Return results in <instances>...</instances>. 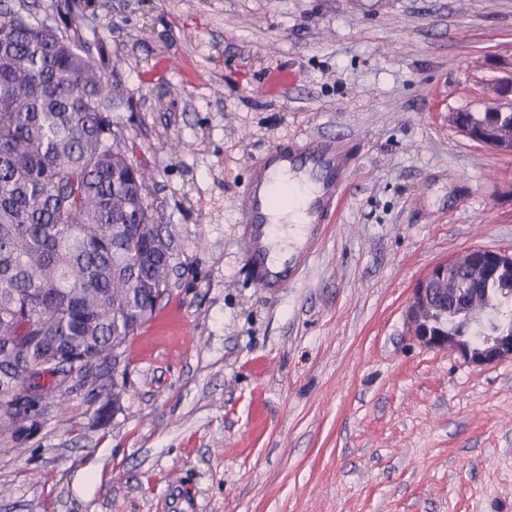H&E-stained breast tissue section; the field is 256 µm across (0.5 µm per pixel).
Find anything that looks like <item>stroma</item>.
<instances>
[{
    "mask_svg": "<svg viewBox=\"0 0 512 512\" xmlns=\"http://www.w3.org/2000/svg\"><path fill=\"white\" fill-rule=\"evenodd\" d=\"M72 21L123 90L168 290L0 440V512H512V360L472 367L405 322L434 264L512 251V156L448 120L512 62V0H81ZM310 136L354 156L271 294L236 208L270 146Z\"/></svg>",
    "mask_w": 512,
    "mask_h": 512,
    "instance_id": "obj_1",
    "label": "stroma"
}]
</instances>
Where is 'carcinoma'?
I'll return each mask as SVG.
<instances>
[{"mask_svg": "<svg viewBox=\"0 0 512 512\" xmlns=\"http://www.w3.org/2000/svg\"><path fill=\"white\" fill-rule=\"evenodd\" d=\"M118 85L77 27L30 20L0 0V437L18 441L69 376L107 358L167 292L168 244L112 122ZM481 125L512 113L472 112ZM491 306L471 325L512 333V272L483 280Z\"/></svg>", "mask_w": 512, "mask_h": 512, "instance_id": "1", "label": "carcinoma"}]
</instances>
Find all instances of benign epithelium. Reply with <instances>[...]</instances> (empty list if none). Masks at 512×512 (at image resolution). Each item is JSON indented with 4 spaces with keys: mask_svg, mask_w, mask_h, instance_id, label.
<instances>
[{
    "mask_svg": "<svg viewBox=\"0 0 512 512\" xmlns=\"http://www.w3.org/2000/svg\"><path fill=\"white\" fill-rule=\"evenodd\" d=\"M491 91L498 99L494 105L485 107L487 112H512V68L501 70V75L491 83ZM454 128L472 142L489 147L501 154L512 156L511 128H479L467 118L466 112H455L451 116ZM512 270V251L475 248L449 260L433 265L413 288L406 306L405 320L411 339L419 346L430 350H448L457 354L469 365L482 368L512 359V336H489L477 348L460 336L430 332L436 317L444 316L448 309L435 307L438 290L448 284V276L455 268L470 271L469 282L477 281L489 270L501 268Z\"/></svg>",
    "mask_w": 512,
    "mask_h": 512,
    "instance_id": "benign-epithelium-1",
    "label": "benign epithelium"
}]
</instances>
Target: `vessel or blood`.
Here are the masks:
<instances>
[{
  "label": "vessel or blood",
  "instance_id": "vessel-or-blood-1",
  "mask_svg": "<svg viewBox=\"0 0 512 512\" xmlns=\"http://www.w3.org/2000/svg\"><path fill=\"white\" fill-rule=\"evenodd\" d=\"M351 155L332 149L318 137L303 144L272 145L242 192L241 223L245 224L244 252L255 284L268 292L290 287L308 267L331 213L337 211L342 193L340 175L350 166ZM301 175L307 187L303 199L306 220L297 238L279 258L271 256V241L279 225L270 185L277 174Z\"/></svg>",
  "mask_w": 512,
  "mask_h": 512
}]
</instances>
